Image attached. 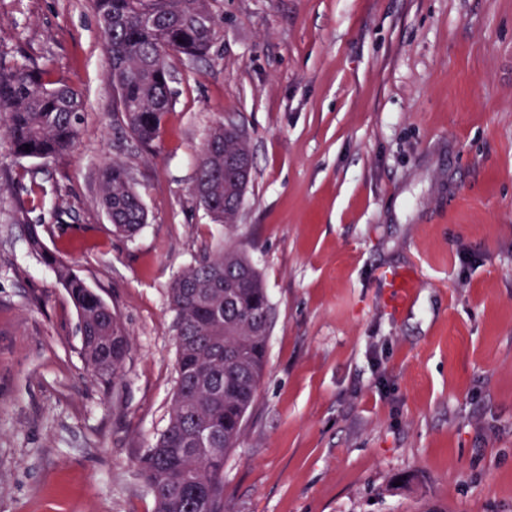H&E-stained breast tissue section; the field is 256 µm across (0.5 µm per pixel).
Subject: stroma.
<instances>
[{
	"label": "stroma",
	"mask_w": 512,
	"mask_h": 512,
	"mask_svg": "<svg viewBox=\"0 0 512 512\" xmlns=\"http://www.w3.org/2000/svg\"><path fill=\"white\" fill-rule=\"evenodd\" d=\"M210 54L168 59L155 153L116 110L91 0H0V55L82 94L55 159L0 137V512H153L136 460L177 387V273L219 238L260 273L268 362L224 512H512V0H214ZM253 172L223 235L192 194L211 129ZM123 161L147 211L96 200ZM118 312V390L24 227ZM98 201L117 234L132 237L147 222L145 205L133 186L128 168L120 160L112 159L105 164Z\"/></svg>",
	"instance_id": "1"
}]
</instances>
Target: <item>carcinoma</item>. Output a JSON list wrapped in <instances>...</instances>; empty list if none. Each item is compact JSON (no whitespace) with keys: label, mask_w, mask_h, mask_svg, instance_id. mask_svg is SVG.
Masks as SVG:
<instances>
[{"label":"carcinoma","mask_w":512,"mask_h":512,"mask_svg":"<svg viewBox=\"0 0 512 512\" xmlns=\"http://www.w3.org/2000/svg\"><path fill=\"white\" fill-rule=\"evenodd\" d=\"M93 7L107 39L109 78L125 129L152 152L172 107L166 58L195 60L210 52V0H93ZM51 75L48 61L0 58V133L19 157L52 159L81 134L80 92ZM235 128L219 123L211 130L193 184L199 205L229 233L236 228L246 184L224 168V156L250 153ZM98 201L117 234L131 237L147 223L145 205L120 160L105 164ZM26 228L32 250L55 264L73 302L91 375L104 386H116L131 351L118 313L65 260L46 251L37 225ZM169 297L178 385L167 427L145 449L138 470L155 512H224V457L238 447L267 364L269 295L251 261L218 243L180 270Z\"/></svg>","instance_id":"carcinoma-1"}]
</instances>
